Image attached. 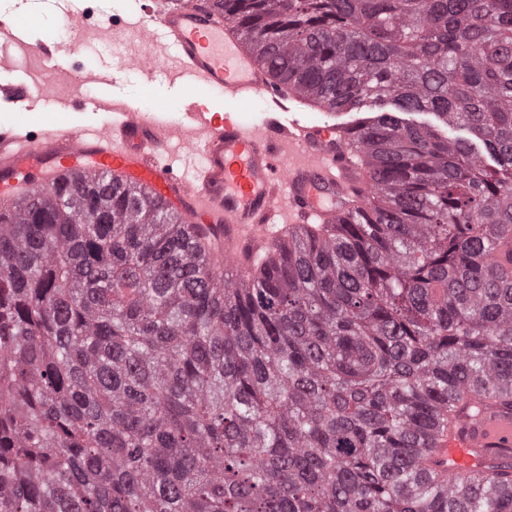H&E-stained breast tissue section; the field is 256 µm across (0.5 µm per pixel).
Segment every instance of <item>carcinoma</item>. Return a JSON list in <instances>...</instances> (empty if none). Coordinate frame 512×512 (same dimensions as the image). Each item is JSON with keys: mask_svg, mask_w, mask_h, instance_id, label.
Returning a JSON list of instances; mask_svg holds the SVG:
<instances>
[{"mask_svg": "<svg viewBox=\"0 0 512 512\" xmlns=\"http://www.w3.org/2000/svg\"><path fill=\"white\" fill-rule=\"evenodd\" d=\"M210 2L312 104H390L358 145L376 221L299 231L231 282L106 174L17 205L0 512H512V465L417 474L449 394L512 406V0Z\"/></svg>", "mask_w": 512, "mask_h": 512, "instance_id": "1", "label": "carcinoma"}]
</instances>
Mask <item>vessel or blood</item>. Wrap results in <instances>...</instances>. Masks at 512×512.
Returning a JSON list of instances; mask_svg holds the SVG:
<instances>
[{
  "mask_svg": "<svg viewBox=\"0 0 512 512\" xmlns=\"http://www.w3.org/2000/svg\"><path fill=\"white\" fill-rule=\"evenodd\" d=\"M141 10V47L122 62L148 73L159 67L185 82L183 120L166 123L160 100L135 108L104 95L92 102L110 116L98 128L54 120L0 126V210L12 211L75 172H105L203 222L214 266L235 280L250 276L289 231L348 218L350 188L370 184L348 126L314 124L287 107L296 91L274 80L241 31L209 8L156 0ZM17 53L38 55L44 76L54 74L57 45L33 39L22 16H0V63ZM259 99L264 119L243 123L242 106ZM174 144L202 156L193 177L168 162ZM509 462L512 407L466 392L434 431L420 473L443 483L489 479Z\"/></svg>",
  "mask_w": 512,
  "mask_h": 512,
  "instance_id": "obj_1",
  "label": "vessel or blood"
}]
</instances>
